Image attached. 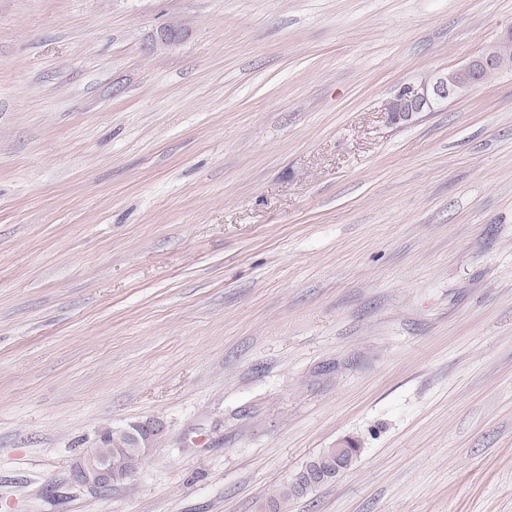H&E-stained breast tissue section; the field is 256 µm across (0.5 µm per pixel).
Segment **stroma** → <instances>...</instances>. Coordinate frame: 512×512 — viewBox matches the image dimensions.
Returning <instances> with one entry per match:
<instances>
[{
  "instance_id": "obj_1",
  "label": "stroma",
  "mask_w": 512,
  "mask_h": 512,
  "mask_svg": "<svg viewBox=\"0 0 512 512\" xmlns=\"http://www.w3.org/2000/svg\"><path fill=\"white\" fill-rule=\"evenodd\" d=\"M183 26L174 48L158 29ZM512 0H0V512H512ZM157 419L137 474L71 477ZM510 41H512L511 28L466 64L447 71H438L420 84L404 87L403 91L387 103L385 113L388 123L395 125L409 123L421 112H432L436 106L447 102L450 99L448 97L458 93H469L479 87L482 82L501 73H489L483 80L485 73L501 67L499 48L503 43ZM129 431L136 440L135 448L133 438L127 433L126 425L123 427L103 426L99 433L98 455L106 457L116 453H122L123 463L112 471V458L99 461L92 448H88L85 454L79 458L72 469L74 482L88 487L94 491L111 486L118 487L130 479L142 466L148 455L145 448H153L161 438L164 425L156 419H148L129 423ZM144 448V449H143ZM351 453L344 459H336V451L342 454L346 451L345 446H339L338 448H325L322 449L318 454L313 456L304 466L312 467V469L318 471L320 475L325 476L327 479L323 480L319 484L309 485L317 483L314 474H310L308 470H304L303 474L306 476L307 482H302L300 474L304 466L295 474L291 481L287 482L279 491L270 497L268 502L269 512H280L282 505L290 500L291 498H303L314 492L317 488L330 484L336 480V472L339 470L341 475L347 470L351 469L355 462L358 460L363 452L362 448L356 445L350 444Z\"/></svg>"
}]
</instances>
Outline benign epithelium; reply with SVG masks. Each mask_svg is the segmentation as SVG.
<instances>
[{"label":"benign epithelium","instance_id":"1","mask_svg":"<svg viewBox=\"0 0 512 512\" xmlns=\"http://www.w3.org/2000/svg\"><path fill=\"white\" fill-rule=\"evenodd\" d=\"M512 41V29L501 34L476 57L466 64L438 71L428 80L410 85L396 94L386 108L387 121L390 124L409 123L422 112H431L458 93H468L482 84L483 76L491 70L500 68L499 48ZM129 431L139 448H152L161 438L164 425L156 419H148L129 424ZM74 482L91 490L99 491L111 486L112 460L99 461L93 449L89 448L79 458L72 469Z\"/></svg>","mask_w":512,"mask_h":512}]
</instances>
